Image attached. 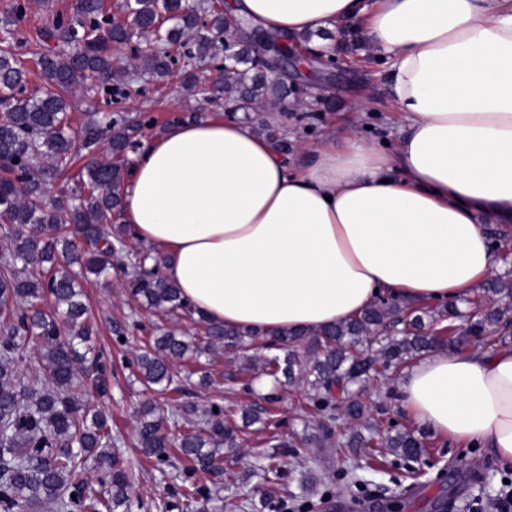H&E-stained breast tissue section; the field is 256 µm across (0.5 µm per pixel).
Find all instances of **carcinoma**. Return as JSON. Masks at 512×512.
Instances as JSON below:
<instances>
[{"label": "carcinoma", "mask_w": 512, "mask_h": 512, "mask_svg": "<svg viewBox=\"0 0 512 512\" xmlns=\"http://www.w3.org/2000/svg\"><path fill=\"white\" fill-rule=\"evenodd\" d=\"M127 22L116 24L106 0H82L83 35L62 14L39 30L35 51L45 90L26 94V71L11 35L0 38V226L9 247L0 252V512H132V470L112 452L114 439L107 417L84 402L86 387L102 396L108 392L112 362L88 344L92 325L81 301L75 273L65 270L59 255L70 256L83 276L106 277L124 267L144 274L125 288L139 305L164 315H198L201 335L186 338L170 330L150 336L140 347L136 366L143 385L182 392L185 384L174 363L189 354L202 356L227 349L236 354L277 350L265 369L273 382L279 376H301L307 384L304 403L319 418L323 437L332 441L336 409L345 402L346 416L361 422L365 407L349 396L375 370L377 363L402 364L421 357L439 344L462 346L468 338L509 336L504 311L512 301V281L497 279L482 289L480 315L465 333L451 320L461 316L453 305L443 310L381 298L358 316L320 330L244 331L211 322L184 300L180 288L162 272V260L131 246L125 225L116 223L122 211L121 187L126 180L127 152L133 127L124 115L89 112L80 130L69 115L68 95L77 90L124 96L129 87L116 65L111 46L136 39L144 45L132 72L164 79L175 59L183 83L194 86L207 60L224 61L222 76L212 84L210 100L243 112L269 104L288 111V99L298 90L265 71L256 48L240 45L232 32L249 21L224 18L215 0H123ZM170 26H162L160 22ZM61 40L68 50L48 48ZM108 156L96 157L80 170L70 189L47 197L45 187L68 172L81 150L99 142ZM448 325H441L442 321ZM33 340L45 364L36 377L18 371L23 340ZM305 355L299 356L298 349ZM92 378L77 376V366ZM265 406L242 412L248 426L269 420L267 406L278 401L272 389ZM235 413L220 404L184 405L168 418L152 402L139 411L137 446L159 467H177L179 459L192 466L184 471L175 495L184 512H195L200 501L219 499L220 488L205 481L219 471L221 448L233 444L239 430ZM385 447L403 461L426 455L428 435H415L390 425ZM378 442L355 429L346 448H373ZM97 469L101 492L89 490L88 462ZM345 470L330 489L353 493ZM76 498H71V495Z\"/></svg>", "instance_id": "carcinoma-1"}]
</instances>
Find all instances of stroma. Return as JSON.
<instances>
[{
	"instance_id": "stroma-1",
	"label": "stroma",
	"mask_w": 512,
	"mask_h": 512,
	"mask_svg": "<svg viewBox=\"0 0 512 512\" xmlns=\"http://www.w3.org/2000/svg\"><path fill=\"white\" fill-rule=\"evenodd\" d=\"M14 0H0V21H11L24 37H33L36 30L45 26L56 12L67 13L79 19L80 0H32L23 18L12 14ZM214 61H207L199 73V82L193 91H186L179 74H172L166 81L158 82L146 75L133 78V86L143 89L144 95L126 101L118 110L131 120H144L145 125L133 136L135 145L163 129L176 116L185 118L210 114L207 88L214 75ZM315 80L327 84L328 96L313 112H291L287 115L288 130L297 140L309 147H316L329 133L342 132L356 126L359 135L368 143L383 149H395L403 134L404 120L395 112L384 65L359 41L353 40L340 46L335 56L323 63L313 64ZM84 302L97 332L92 337L96 349L110 352L117 371L110 380L108 397L89 393L92 406L109 417L113 437L118 443L115 453L129 462L135 474L131 495L142 504L140 512H156L153 503L158 498H170L172 486L179 479L175 470H160L154 459L135 448L137 432L136 412L139 405L150 398L139 381L136 354L145 331L172 327L194 331L196 324L190 318L171 321L166 317L139 308L126 293L120 282L101 279L83 281ZM123 328L125 344L116 341V328ZM266 351H256L253 359L219 352L205 354L200 359L187 358L176 362L175 368L187 377L186 393L166 392L158 400L166 411L173 412L185 403L208 406L219 403L224 408L242 411L253 404L256 395L265 393L266 376L263 364ZM210 373L208 386H199L198 367ZM400 372L392 368L371 378L360 397L366 407L365 418L372 426L374 439H381L390 423L416 428L417 423L401 408L396 396V383ZM251 380L252 392H244L243 380ZM303 387L293 383L280 390V399L274 405L271 420L261 431L245 434L238 447L224 448L223 462L213 480L220 488V505L223 512H238L241 501L256 498L259 484L270 479L262 469L269 456H277L284 464L276 476V483L284 492L278 497L275 508L262 512H281V503L311 500L317 503L316 512H348L351 499L338 494H327V486L340 468L354 469L355 478L363 498L389 501L401 499L405 512H430L434 500H448L449 512H461L463 504L474 498H492L506 473L505 467L488 448L464 451L438 436L430 438V454L416 463L418 478H411L405 466L385 465L381 470L360 469L356 459L343 455L336 447L319 448L309 444L297 449L285 447L289 431L297 430L309 435H319V421L305 414L301 408ZM467 456L475 467L467 485H449L448 467ZM306 459V467L293 466L294 457Z\"/></svg>"
}]
</instances>
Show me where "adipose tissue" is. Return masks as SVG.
Segmentation results:
<instances>
[{
    "mask_svg": "<svg viewBox=\"0 0 512 512\" xmlns=\"http://www.w3.org/2000/svg\"><path fill=\"white\" fill-rule=\"evenodd\" d=\"M233 16L333 53L316 35L362 20L407 122L395 150L355 129L288 160L232 115L146 139L122 221L212 322L317 330L378 297H468L512 222V0H230ZM402 408L451 442L512 462V348L436 350L397 381Z\"/></svg>",
    "mask_w": 512,
    "mask_h": 512,
    "instance_id": "ef3b65f1",
    "label": "adipose tissue"
}]
</instances>
